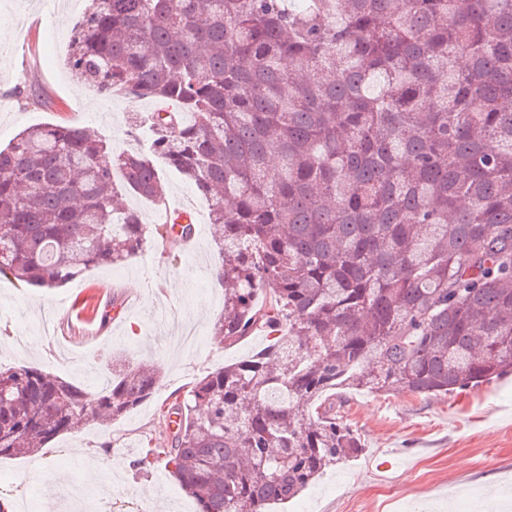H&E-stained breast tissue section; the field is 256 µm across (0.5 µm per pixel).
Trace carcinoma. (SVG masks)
I'll list each match as a JSON object with an SVG mask.
<instances>
[{
  "label": "carcinoma",
  "mask_w": 512,
  "mask_h": 512,
  "mask_svg": "<svg viewBox=\"0 0 512 512\" xmlns=\"http://www.w3.org/2000/svg\"><path fill=\"white\" fill-rule=\"evenodd\" d=\"M68 66L150 112L148 150L104 165L95 129L0 149V278L66 285L148 245L131 193L158 164L208 204L224 287L213 336L263 350L160 406L197 512H271L361 451L326 393L446 395L512 374V0H89ZM191 233L174 217L153 239ZM161 384L89 391L0 370V457L115 422Z\"/></svg>",
  "instance_id": "cac0c4a2"
}]
</instances>
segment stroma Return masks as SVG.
Listing matches in <instances>:
<instances>
[{
    "label": "stroma",
    "mask_w": 512,
    "mask_h": 512,
    "mask_svg": "<svg viewBox=\"0 0 512 512\" xmlns=\"http://www.w3.org/2000/svg\"><path fill=\"white\" fill-rule=\"evenodd\" d=\"M81 11L68 0H0V146L30 125L69 124L97 130L117 152L145 141L132 124L153 111L146 99L103 95L69 71L70 41ZM166 201L194 208L202 218L196 254L156 245L109 269L90 270L63 288L23 287L0 279V368L34 366L92 390L112 372V360L155 365L164 361L159 390L124 419L61 435L38 454L0 458V502L45 512H71L68 488L84 485L97 512H196L195 502L170 477L164 461L144 469L133 461L143 447L167 448L171 434L157 409L186 396L195 380L260 350L255 335L226 348L212 338L224 305L210 269L216 246L207 203L179 174L163 171ZM132 297L137 306L122 330L101 320ZM75 307L78 319L41 335V315ZM175 308L197 328L203 346L194 356L168 347L170 329L155 310ZM344 421L362 452L327 469L298 498L273 512H512V374L447 395L409 391L382 395L337 390ZM89 449L86 457L77 456Z\"/></svg>",
    "instance_id": "stroma-1"
}]
</instances>
